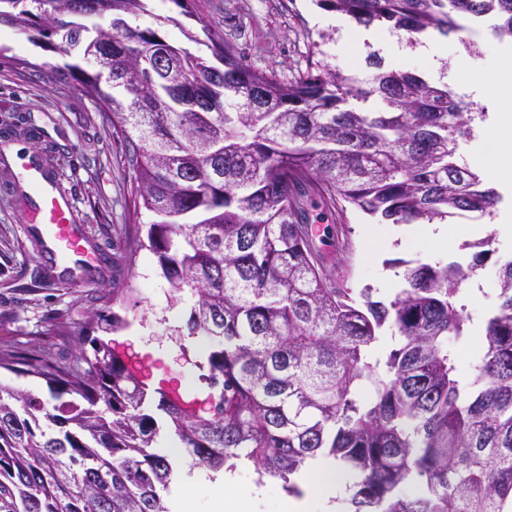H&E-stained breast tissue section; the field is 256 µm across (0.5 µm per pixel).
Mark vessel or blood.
Segmentation results:
<instances>
[{
	"mask_svg": "<svg viewBox=\"0 0 512 512\" xmlns=\"http://www.w3.org/2000/svg\"><path fill=\"white\" fill-rule=\"evenodd\" d=\"M40 196L37 216L50 243V256L62 259L70 271H90L94 266V257L86 246L80 227L71 224L64 202L47 190L41 191Z\"/></svg>",
	"mask_w": 512,
	"mask_h": 512,
	"instance_id": "1",
	"label": "vessel or blood"
}]
</instances>
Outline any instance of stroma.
Wrapping results in <instances>:
<instances>
[{
    "label": "stroma",
    "mask_w": 512,
    "mask_h": 512,
    "mask_svg": "<svg viewBox=\"0 0 512 512\" xmlns=\"http://www.w3.org/2000/svg\"><path fill=\"white\" fill-rule=\"evenodd\" d=\"M137 29H155L169 43L211 58L204 28L235 41L252 65L289 77L304 69L313 55L324 69L371 78L370 55L380 54L373 42L360 41L361 26L350 18L321 8L316 0H188L179 8L173 0H148L146 11L130 16ZM402 54L396 69L415 71L432 81L448 79V88L464 93L478 72L496 73L505 87L492 97L466 95L473 109L512 113V59L496 54L493 34L477 48L463 34L443 38L441 52L418 54L419 35L397 33ZM469 67L454 71L456 56ZM28 67H21V60ZM66 61L35 31L0 26V351L27 358L49 352L56 366L71 365L75 349L67 336L84 326L89 313L107 296V311L119 314L127 328L113 333L112 342L124 345L133 336L142 344L138 357L149 374L150 389L192 394L201 386L196 366L205 349L202 338L177 341L175 330L184 324L194 302L191 293L174 299L156 257L145 248L129 252L154 215L134 209L136 173L125 143L103 119L104 107L73 78L51 80L47 70ZM21 146L31 164L62 195L73 223L97 257L91 274L74 277L47 253L46 240L24 214L36 206V191L26 173L9 155ZM308 231L326 270L353 291L368 288L375 300L389 302L401 284L405 261L459 263L465 273L456 293L471 317L466 338L452 342L457 377L463 386L474 380L482 328L497 303L495 276L500 259L512 256V233L492 228L490 215L457 212L447 220L459 235L440 245L418 238L412 224H380L354 208L338 212L323 198L307 203ZM345 231L349 251L337 249L336 235ZM490 241L493 252L475 263L473 243Z\"/></svg>",
    "instance_id": "stroma-1"
}]
</instances>
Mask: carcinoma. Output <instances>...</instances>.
<instances>
[{
	"label": "carcinoma",
	"mask_w": 512,
	"mask_h": 512,
	"mask_svg": "<svg viewBox=\"0 0 512 512\" xmlns=\"http://www.w3.org/2000/svg\"><path fill=\"white\" fill-rule=\"evenodd\" d=\"M73 0H0V24L36 30L63 55L101 37L74 20ZM359 25L448 36L458 19L490 16L512 40V0H319ZM145 0H87L114 20ZM218 68L153 29L125 26L89 72L87 92L112 110L136 168V192L157 220L146 240L173 298L197 295L179 336L209 340L201 378L220 388L203 414L154 396L95 332L125 326L103 310L72 335L77 362L52 371L0 352V369L45 379L51 405L0 395V512H171L172 474L156 447L159 420L195 464L213 472L244 459L299 496L291 477L319 454L352 475L348 512H512V259L498 266V304L485 321L471 395L462 394L448 338L470 317L453 301L456 262L404 261L406 288L390 303L355 298L309 240L306 199L351 205L390 224H432L458 211L490 214L495 189L455 161L471 112L408 70L376 69L364 83L325 71L284 80L244 63L207 33ZM165 45L173 68L143 67ZM127 94L101 88L102 74ZM375 97L385 109L351 105ZM395 347L375 356L379 332ZM92 354H87L85 345Z\"/></svg>",
	"instance_id": "cac0c4a2"
}]
</instances>
